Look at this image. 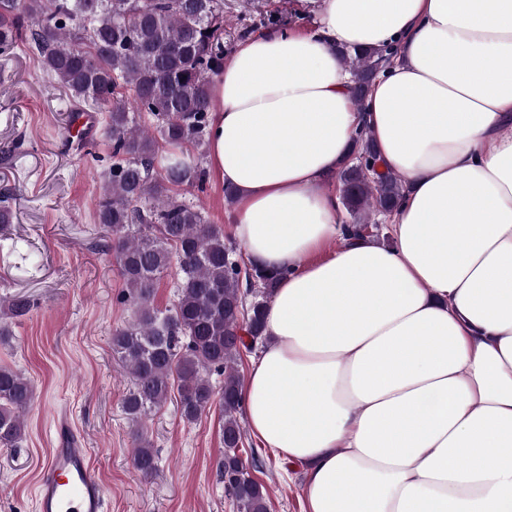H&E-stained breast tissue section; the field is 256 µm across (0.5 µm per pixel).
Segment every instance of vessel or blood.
<instances>
[{
	"mask_svg": "<svg viewBox=\"0 0 512 512\" xmlns=\"http://www.w3.org/2000/svg\"><path fill=\"white\" fill-rule=\"evenodd\" d=\"M97 131L94 117L74 115L70 134L73 143L92 140ZM91 451L72 438L52 449L36 488L37 512H105L103 485L90 463Z\"/></svg>",
	"mask_w": 512,
	"mask_h": 512,
	"instance_id": "vessel-or-blood-1",
	"label": "vessel or blood"
}]
</instances>
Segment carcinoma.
Returning a JSON list of instances; mask_svg holds the SVG:
<instances>
[{"label": "carcinoma", "instance_id": "1", "mask_svg": "<svg viewBox=\"0 0 512 512\" xmlns=\"http://www.w3.org/2000/svg\"><path fill=\"white\" fill-rule=\"evenodd\" d=\"M224 0H0V51L21 41L43 71L78 105L107 113L112 165L101 174L95 211L116 253L133 317L112 332V355L130 377L122 408L139 424L172 393L180 416L197 420L219 396L224 457L218 472L236 512H269V491L242 461L244 432L238 361L265 340L268 300L280 273L238 259L237 247L187 197L204 192L212 110L210 78L224 60ZM360 83L389 61L384 50L342 52ZM353 229L393 211L400 178L379 170L372 142L360 136L336 173ZM9 188L0 190V229L13 220ZM179 266L176 301L152 299L162 274ZM224 376L214 388L210 376ZM31 381L0 365V445L25 434ZM134 463L145 478L158 467L137 435Z\"/></svg>", "mask_w": 512, "mask_h": 512}]
</instances>
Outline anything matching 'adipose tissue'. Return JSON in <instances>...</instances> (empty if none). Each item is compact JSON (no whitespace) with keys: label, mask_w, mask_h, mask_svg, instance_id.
Instances as JSON below:
<instances>
[{"label":"adipose tissue","mask_w":512,"mask_h":512,"mask_svg":"<svg viewBox=\"0 0 512 512\" xmlns=\"http://www.w3.org/2000/svg\"><path fill=\"white\" fill-rule=\"evenodd\" d=\"M212 83L232 232L282 277L242 389L307 512H512V0H304ZM395 50L362 100L340 49ZM404 191L388 242L331 188L358 132ZM334 252H327L331 241Z\"/></svg>","instance_id":"ef3b65f1"}]
</instances>
